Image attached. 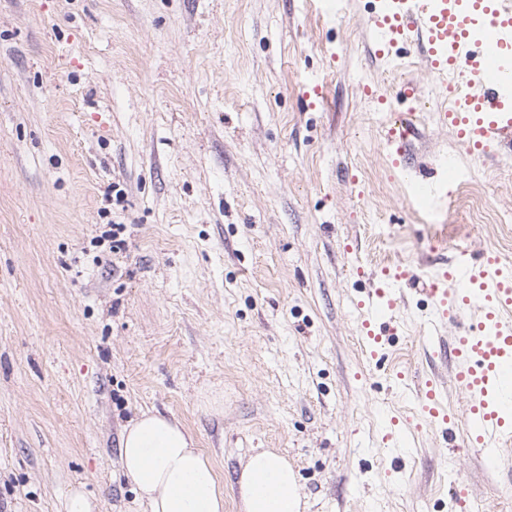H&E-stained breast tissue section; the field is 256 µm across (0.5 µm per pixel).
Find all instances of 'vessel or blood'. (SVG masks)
<instances>
[{"label": "vessel or blood", "mask_w": 512, "mask_h": 512, "mask_svg": "<svg viewBox=\"0 0 512 512\" xmlns=\"http://www.w3.org/2000/svg\"><path fill=\"white\" fill-rule=\"evenodd\" d=\"M369 30L377 56L417 43L434 76L464 88L440 121L469 152L492 156L512 148V6L506 0H384L371 13ZM416 285L430 301L424 339L433 345L449 334L453 377L465 397L467 429L449 447L478 453L490 469H511L504 449L512 445V264L491 251L468 253L432 278L400 266L387 280H373L355 304L372 358L406 323V289ZM393 388L417 400L421 421L448 433L443 387L419 389L400 378ZM374 443L394 462L417 445L396 416Z\"/></svg>", "instance_id": "vessel-or-blood-1"}]
</instances>
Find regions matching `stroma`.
Returning <instances> with one entry per match:
<instances>
[{
	"instance_id": "1",
	"label": "stroma",
	"mask_w": 512,
	"mask_h": 512,
	"mask_svg": "<svg viewBox=\"0 0 512 512\" xmlns=\"http://www.w3.org/2000/svg\"><path fill=\"white\" fill-rule=\"evenodd\" d=\"M369 13L0 0V512H64L77 486L101 512H144L119 448L145 411L194 433L224 512L260 449L287 457L301 512H425L458 476L472 512H512V480L437 431L417 430L394 482L367 444L417 411L390 386L399 372L438 374L466 424L422 338L424 294L372 360L353 305L370 278L406 262L434 276L463 249L512 262V169L421 110L435 78L413 48L376 57ZM386 103L415 127L401 167ZM449 154L476 178L445 179V204L416 215L406 186L442 177Z\"/></svg>"
}]
</instances>
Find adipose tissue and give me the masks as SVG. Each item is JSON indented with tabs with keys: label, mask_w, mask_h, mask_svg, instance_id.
<instances>
[{
	"label": "adipose tissue",
	"mask_w": 512,
	"mask_h": 512,
	"mask_svg": "<svg viewBox=\"0 0 512 512\" xmlns=\"http://www.w3.org/2000/svg\"><path fill=\"white\" fill-rule=\"evenodd\" d=\"M119 458L145 512H224V486L211 459L178 421L142 414L125 427ZM239 488L244 512H300L301 488L278 453L252 454Z\"/></svg>",
	"instance_id": "1"
}]
</instances>
